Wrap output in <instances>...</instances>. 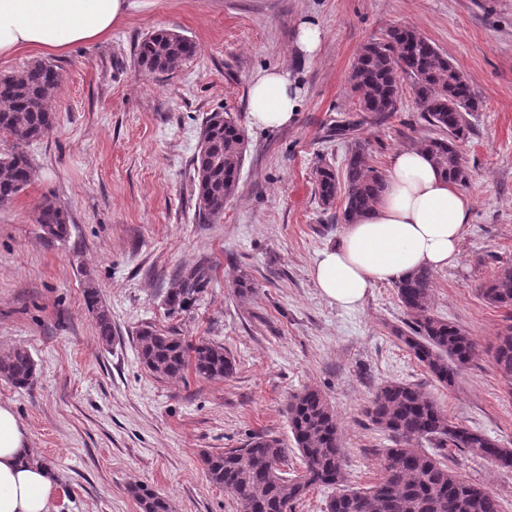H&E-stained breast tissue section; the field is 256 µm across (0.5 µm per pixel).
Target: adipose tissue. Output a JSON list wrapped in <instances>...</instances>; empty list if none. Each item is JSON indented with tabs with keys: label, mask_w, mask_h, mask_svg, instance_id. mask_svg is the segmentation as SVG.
<instances>
[{
	"label": "adipose tissue",
	"mask_w": 512,
	"mask_h": 512,
	"mask_svg": "<svg viewBox=\"0 0 512 512\" xmlns=\"http://www.w3.org/2000/svg\"><path fill=\"white\" fill-rule=\"evenodd\" d=\"M129 9L128 0H0V55L29 50L61 54L97 41ZM301 88L286 69L259 72L249 89L251 125L291 124ZM381 200L345 225L335 246L320 251L312 276L323 297L354 308L379 282L414 270L456 265L473 199L450 183L419 148L393 153ZM33 448L13 409L0 403V512H52L57 475L33 461Z\"/></svg>",
	"instance_id": "1"
}]
</instances>
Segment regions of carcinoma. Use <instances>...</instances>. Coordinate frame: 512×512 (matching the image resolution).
I'll list each match as a JSON object with an SVG mask.
<instances>
[{"instance_id":"cac0c4a2","label":"carcinoma","mask_w":512,"mask_h":512,"mask_svg":"<svg viewBox=\"0 0 512 512\" xmlns=\"http://www.w3.org/2000/svg\"><path fill=\"white\" fill-rule=\"evenodd\" d=\"M196 53L195 43L168 29L156 30L135 46L139 71L169 74ZM408 77L425 122L435 136L416 147L426 151L442 174L454 183L468 180L459 142L470 132L467 116L478 103L460 71L438 48L412 27H393L384 38L364 46L352 70L358 108L370 117L386 118L398 111L400 81ZM55 65L35 61L19 72L0 75V138L12 142L0 153V207L6 206L32 182L35 168L23 146L37 141L54 127L56 116L49 98L58 85ZM244 131L230 116L212 112L206 117L199 149L193 158V179L201 220L215 222L234 195L245 157ZM316 194L321 204L335 203L344 192L342 221L354 222L379 200L384 175L370 165L360 147L352 149L342 172L328 163L315 169ZM36 222L48 238L69 235L70 216L53 196L42 197ZM211 280L210 268L197 264L175 278L165 304L173 314L188 312ZM434 272L419 269L394 284L397 299L410 321L396 331L402 342L443 386L451 387L462 366L475 354L476 343L461 327L430 311ZM236 291L245 300L255 293L249 275H238ZM483 299L498 308L512 309V266H507L480 289ZM95 315L99 338L112 342V318L93 282L84 290ZM139 358L159 379L183 376L187 368L203 379L222 380L236 370V360L224 346L209 340L192 342L174 330L145 324L136 335ZM497 372L512 384V325L497 337L493 352ZM0 377L20 389H30L36 364L24 347L0 354ZM295 447L278 437L256 434L238 448L202 453L207 480L231 492L241 512H292L295 503L319 486H340L344 477L336 413L317 388L292 395L286 405ZM370 422L391 439L383 453L382 477L364 490L342 489L326 502L325 512H502L498 495L462 479L435 455L415 447L420 439L442 448H460L503 470H512V448L452 421L438 402L418 384L387 382L377 389L366 409ZM298 453L303 468L288 474V457ZM140 512H174L170 499L143 485L129 486Z\"/></svg>"}]
</instances>
